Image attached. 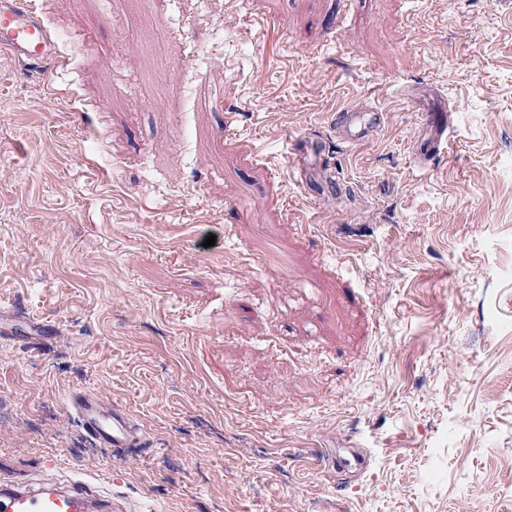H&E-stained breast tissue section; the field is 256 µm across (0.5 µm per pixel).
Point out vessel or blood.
<instances>
[{"mask_svg":"<svg viewBox=\"0 0 512 512\" xmlns=\"http://www.w3.org/2000/svg\"><path fill=\"white\" fill-rule=\"evenodd\" d=\"M0 50L22 57L54 58L57 45L43 26L31 0H0ZM346 137L359 143L373 138L379 129L380 113L349 111ZM68 404L88 433L110 448L140 442L143 432L125 412L108 407L102 395L75 393ZM110 500L99 497L85 483L54 477L27 482L0 474V512H105Z\"/></svg>","mask_w":512,"mask_h":512,"instance_id":"obj_1","label":"vessel or blood"}]
</instances>
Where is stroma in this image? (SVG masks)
Returning a JSON list of instances; mask_svg holds the SVG:
<instances>
[{
  "instance_id": "stroma-1",
  "label": "stroma",
  "mask_w": 512,
  "mask_h": 512,
  "mask_svg": "<svg viewBox=\"0 0 512 512\" xmlns=\"http://www.w3.org/2000/svg\"><path fill=\"white\" fill-rule=\"evenodd\" d=\"M34 4L59 61L0 51V464L138 512H512V0ZM349 116V124L346 129V137L352 143H359L373 138L379 129L380 111L376 107H369L366 116L357 110H343ZM88 433L110 448H126L143 440V432L125 412L110 408L98 393H74L68 401Z\"/></svg>"
}]
</instances>
